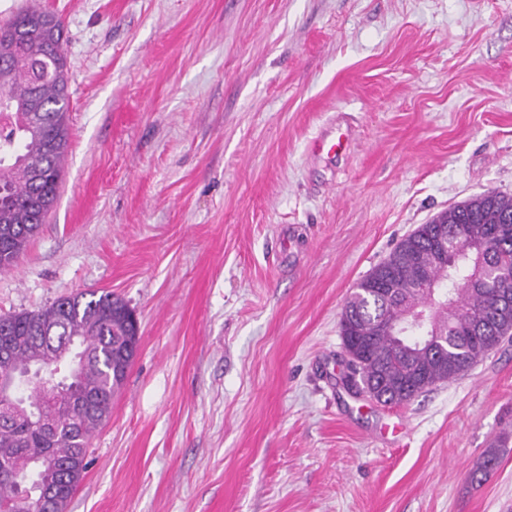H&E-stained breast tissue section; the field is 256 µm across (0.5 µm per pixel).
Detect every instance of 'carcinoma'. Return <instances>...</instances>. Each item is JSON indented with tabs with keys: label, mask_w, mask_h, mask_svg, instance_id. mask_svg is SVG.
<instances>
[{
	"label": "carcinoma",
	"mask_w": 512,
	"mask_h": 512,
	"mask_svg": "<svg viewBox=\"0 0 512 512\" xmlns=\"http://www.w3.org/2000/svg\"><path fill=\"white\" fill-rule=\"evenodd\" d=\"M64 27L54 13L27 7L0 24V271L12 269L38 233L58 194L68 149L69 70ZM448 231V253L431 247L432 231ZM483 247L465 252L466 243ZM512 196L487 191L441 212L402 239L361 279L340 317L344 354L355 382L384 405L407 404L467 372L512 331V309L495 296L512 290ZM442 280L441 293L419 288ZM430 309L432 345L420 353L412 333H399L413 313ZM80 347L76 380H56L69 342ZM139 342L134 314L110 292L61 297L35 310L0 316V512H66L87 470L89 439L109 418ZM36 378L27 397L9 375ZM48 453L67 465L31 470ZM499 446L472 470L481 484L496 471Z\"/></svg>",
	"instance_id": "cac0c4a2"
}]
</instances>
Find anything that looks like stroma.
Masks as SVG:
<instances>
[{"label":"stroma","instance_id":"obj_1","mask_svg":"<svg viewBox=\"0 0 512 512\" xmlns=\"http://www.w3.org/2000/svg\"><path fill=\"white\" fill-rule=\"evenodd\" d=\"M27 6L64 25L69 147L0 315L104 290L140 326L67 512H512V342L400 406L339 384L352 288L512 195V0H0V23ZM340 112L335 164L309 145ZM499 448H504V446L493 445L485 450L481 459L472 470V482L482 484L496 471L500 458Z\"/></svg>","mask_w":512,"mask_h":512}]
</instances>
